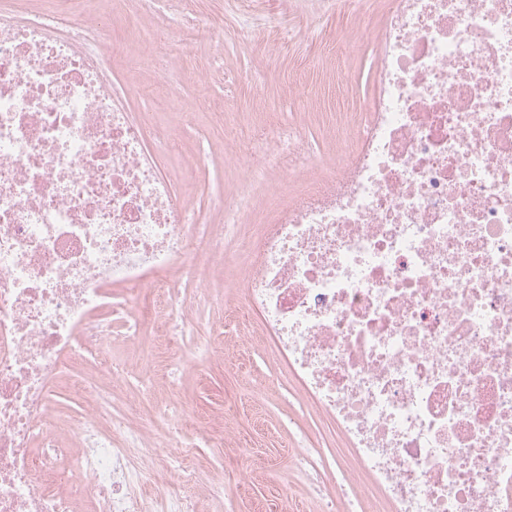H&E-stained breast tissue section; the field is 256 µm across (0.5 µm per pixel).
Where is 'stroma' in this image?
Instances as JSON below:
<instances>
[{
    "label": "stroma",
    "mask_w": 512,
    "mask_h": 512,
    "mask_svg": "<svg viewBox=\"0 0 512 512\" xmlns=\"http://www.w3.org/2000/svg\"><path fill=\"white\" fill-rule=\"evenodd\" d=\"M259 12L287 20L293 37L275 47L243 42L237 29L241 0H194L201 18L222 26V48L203 46L187 61L167 62L171 84L177 87L183 111L198 113L195 124L180 126L177 113L167 111L163 97H145L123 63L112 68V81L125 94L132 111L154 106L162 121L179 125L182 149L172 154L157 150L156 161L169 175L183 202L201 223L220 230L224 212L220 195L242 193L253 209L245 224L224 241V272L211 295L193 288L183 291V311L200 327L201 339L223 321L225 307H238L243 297L237 286L253 259L261 234L273 220L277 206L293 202L306 189L302 181L273 178L262 187L245 183L240 168L226 163L242 137L271 118L297 125L319 167L326 169L350 148L336 135L337 127L354 124L360 104L372 92V73L380 55L376 41L343 46L341 58L326 48V38L348 36L356 20L348 14L323 13L319 0H255ZM88 15L117 17L112 31L115 45L136 37L128 16L141 9L139 0H79ZM213 72L209 84L201 76ZM254 339L250 360L243 369L199 359L193 370L176 379L180 397L212 421H224V406L235 402L237 417L225 421L226 431L202 448L204 462L217 463L214 478L223 480L227 497L224 512H259V503L279 497L285 512L310 506L316 496L314 470L296 464L295 451L314 449L319 467H326L343 447L335 425L315 418L307 397L286 362L265 339L259 320L245 329Z\"/></svg>",
    "instance_id": "35a3bbf8"
}]
</instances>
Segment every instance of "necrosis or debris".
<instances>
[{"instance_id": "necrosis-or-debris-1", "label": "necrosis or debris", "mask_w": 512, "mask_h": 512, "mask_svg": "<svg viewBox=\"0 0 512 512\" xmlns=\"http://www.w3.org/2000/svg\"><path fill=\"white\" fill-rule=\"evenodd\" d=\"M189 35L152 13L115 49L101 19L55 0L0 17V512H197L223 501L210 439L177 392L114 357L164 348L169 371L223 360L199 345L180 285L209 286L223 235L196 225L154 161L172 142L134 117L115 53L161 70ZM351 152L316 177L296 128L234 155L248 182L313 184L267 225L240 286L317 416L358 470L331 464L317 512H512V0H391ZM72 390L76 415L55 392Z\"/></svg>"}]
</instances>
